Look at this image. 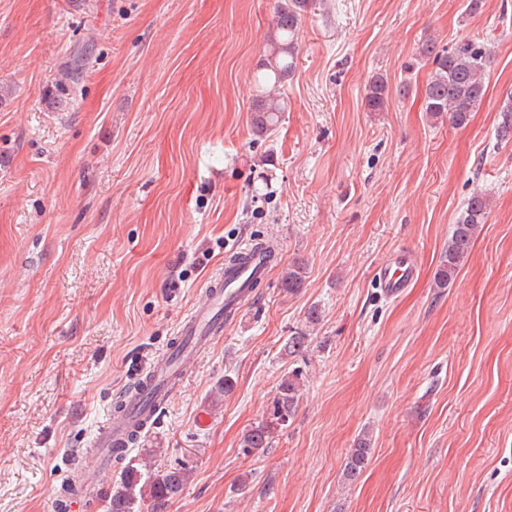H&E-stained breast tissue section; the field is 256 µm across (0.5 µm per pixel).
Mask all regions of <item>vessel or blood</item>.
<instances>
[{
    "label": "vessel or blood",
    "mask_w": 512,
    "mask_h": 512,
    "mask_svg": "<svg viewBox=\"0 0 512 512\" xmlns=\"http://www.w3.org/2000/svg\"><path fill=\"white\" fill-rule=\"evenodd\" d=\"M239 253V262L225 265L223 273L209 282L206 303L192 308L183 318L177 345L138 378L136 387L123 402L122 412L95 434L90 446L96 455L111 453L126 442L131 432L140 430L152 414L153 403L169 398L172 380L182 371L181 359L205 351L223 333L225 314L240 313L253 293L254 282L266 275L269 266L264 256L251 247H242ZM414 274L413 266L397 262L380 269L378 285L385 294L393 296L408 286Z\"/></svg>",
    "instance_id": "obj_1"
}]
</instances>
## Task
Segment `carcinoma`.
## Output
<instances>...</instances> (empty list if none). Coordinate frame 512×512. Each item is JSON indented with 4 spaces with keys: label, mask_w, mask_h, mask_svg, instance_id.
I'll use <instances>...</instances> for the list:
<instances>
[{
    "label": "carcinoma",
    "mask_w": 512,
    "mask_h": 512,
    "mask_svg": "<svg viewBox=\"0 0 512 512\" xmlns=\"http://www.w3.org/2000/svg\"><path fill=\"white\" fill-rule=\"evenodd\" d=\"M313 0H277L272 28L264 47L263 58L257 65L255 96L253 98L250 126L259 139L270 137L276 130L287 100L281 95L283 87L294 75L297 59V39L302 18ZM419 54L434 65L433 74L425 87L424 111L437 121L445 117L460 125L466 122L469 112L483 100L487 86L485 77L493 61L492 51L477 40H464L450 49H441L436 41L424 43ZM83 58L75 56L66 65L64 77L75 85L82 77ZM389 90L382 77L374 78L366 89L365 106L371 112H382L388 103ZM502 121L496 129L497 139L505 144L512 141V93L507 94L501 106ZM490 214L489 199L475 193L465 203L464 210L452 226L448 249L442 257L437 273V287L446 288L467 256L475 238L487 223ZM304 276L300 266L289 269L283 287L294 293L303 287ZM309 336L298 332L288 337L283 354L294 358L304 352ZM302 387V370L292 368L281 376L266 416L248 429L242 447L250 451H263L271 447L273 435L288 427L294 417ZM371 438L364 433L358 437L346 457L343 479L353 484L369 463ZM189 480L183 468L154 470L143 462L131 459L123 467L120 480L102 499L103 512H162L165 505L181 496Z\"/></svg>",
    "instance_id": "cac0c4a2"
}]
</instances>
